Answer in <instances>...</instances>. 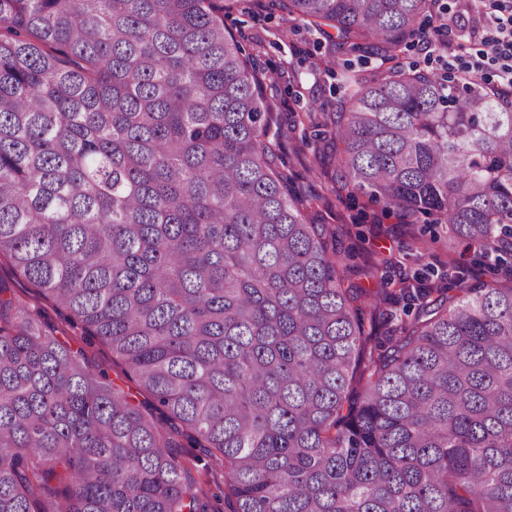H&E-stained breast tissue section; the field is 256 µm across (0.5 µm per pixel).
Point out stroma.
I'll list each match as a JSON object with an SVG mask.
<instances>
[{
  "instance_id": "stroma-1",
  "label": "stroma",
  "mask_w": 512,
  "mask_h": 512,
  "mask_svg": "<svg viewBox=\"0 0 512 512\" xmlns=\"http://www.w3.org/2000/svg\"><path fill=\"white\" fill-rule=\"evenodd\" d=\"M440 2L451 19L450 47L459 51L467 44L469 33L482 26L483 18L469 0ZM224 23L267 73L263 94L277 110L285 170L311 200L312 216L335 228L342 249L349 251L344 261L348 282L371 290L385 288L398 295L396 305L377 317V335L400 326L413 308V301L400 296V289L436 284L447 276L449 264H456L470 278L494 279V272L479 262L476 250H449L445 231H434L422 223H399L397 218L382 216L379 205L365 194L334 191L315 157L316 135L321 107L341 93L346 54L328 60L318 35L273 7L272 0H248L245 9L231 12ZM0 282L40 309L59 339L83 353L93 368L105 370L117 388L133 395L136 404H146L147 394L125 375L103 341L67 322L63 312L42 297L39 288L15 276L8 263H0Z\"/></svg>"
}]
</instances>
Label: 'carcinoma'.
Returning <instances> with one entry per match:
<instances>
[{
  "label": "carcinoma",
  "instance_id": "carcinoma-1",
  "mask_svg": "<svg viewBox=\"0 0 512 512\" xmlns=\"http://www.w3.org/2000/svg\"><path fill=\"white\" fill-rule=\"evenodd\" d=\"M243 0H0V259L99 337L141 409L0 284V512H512V283L383 290L280 171ZM439 0H278L361 53L323 110L333 185L448 249L512 253V91L400 56ZM509 250H504L506 245ZM173 450L197 481L202 483L209 497L212 494H218L222 497V491L224 490V474L222 471L214 470L206 474L203 465L208 459L198 448H175ZM198 459L202 460L198 461Z\"/></svg>",
  "mask_w": 512,
  "mask_h": 512
}]
</instances>
